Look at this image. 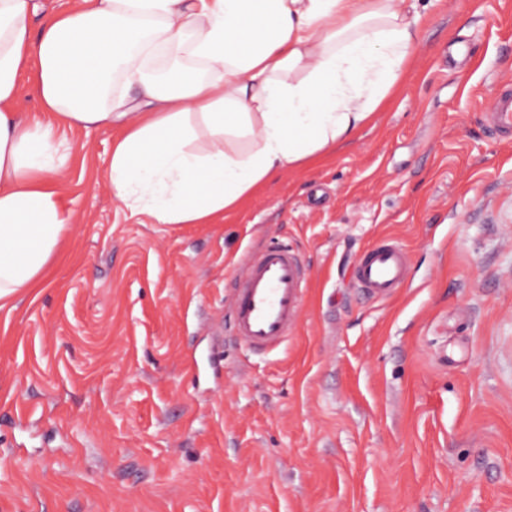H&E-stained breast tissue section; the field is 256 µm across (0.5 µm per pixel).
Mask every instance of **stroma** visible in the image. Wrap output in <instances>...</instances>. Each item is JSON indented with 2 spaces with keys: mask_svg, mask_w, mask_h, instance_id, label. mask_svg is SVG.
I'll return each instance as SVG.
<instances>
[{
  "mask_svg": "<svg viewBox=\"0 0 512 512\" xmlns=\"http://www.w3.org/2000/svg\"><path fill=\"white\" fill-rule=\"evenodd\" d=\"M395 96L214 224H141L115 130L60 131L74 224L0 310V512H512V0H416ZM389 240L405 288L353 269ZM285 244L297 326L234 334L242 264ZM487 118L496 133L505 139H512V86L506 83L494 98Z\"/></svg>",
  "mask_w": 512,
  "mask_h": 512,
  "instance_id": "35a3bbf8",
  "label": "stroma"
}]
</instances>
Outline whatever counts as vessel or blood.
<instances>
[{
    "instance_id": "vessel-or-blood-1",
    "label": "vessel or blood",
    "mask_w": 512,
    "mask_h": 512,
    "mask_svg": "<svg viewBox=\"0 0 512 512\" xmlns=\"http://www.w3.org/2000/svg\"><path fill=\"white\" fill-rule=\"evenodd\" d=\"M488 121L496 133L512 139V86L494 98ZM406 257L397 245L381 243L368 249L354 266L358 288L375 299H386L405 282ZM240 286L232 309L233 327L249 347L265 351L278 346L297 323L306 272L285 247L266 249L240 269Z\"/></svg>"
}]
</instances>
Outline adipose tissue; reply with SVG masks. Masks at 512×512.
Returning <instances> with one entry per match:
<instances>
[{"mask_svg":"<svg viewBox=\"0 0 512 512\" xmlns=\"http://www.w3.org/2000/svg\"><path fill=\"white\" fill-rule=\"evenodd\" d=\"M0 0V309L39 287L74 222L56 125L109 127L108 180L132 214L207 224L274 174L351 140L412 61L407 0ZM205 77L156 80L169 48ZM33 68L44 124L16 109ZM122 80L124 91L114 89Z\"/></svg>","mask_w":512,"mask_h":512,"instance_id":"ef3b65f1","label":"adipose tissue"}]
</instances>
